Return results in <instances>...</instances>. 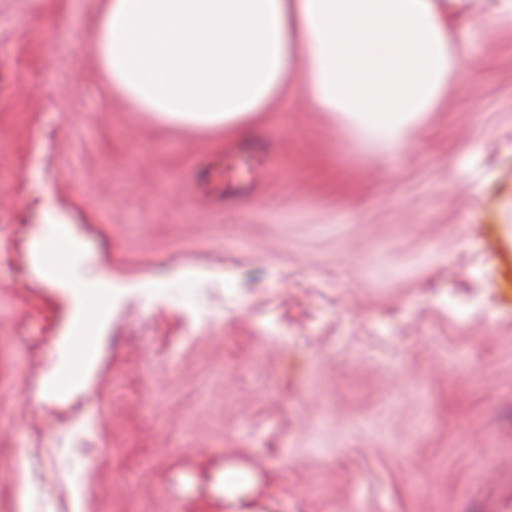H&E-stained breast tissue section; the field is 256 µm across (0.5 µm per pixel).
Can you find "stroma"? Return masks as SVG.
I'll use <instances>...</instances> for the list:
<instances>
[{
	"label": "stroma",
	"mask_w": 512,
	"mask_h": 512,
	"mask_svg": "<svg viewBox=\"0 0 512 512\" xmlns=\"http://www.w3.org/2000/svg\"><path fill=\"white\" fill-rule=\"evenodd\" d=\"M100 5L0 0V512H74L79 475L81 512H512V24L459 20L474 78L391 154L295 94L243 132L132 111ZM44 202L122 286L51 404ZM238 463L261 498L217 490Z\"/></svg>",
	"instance_id": "35a3bbf8"
}]
</instances>
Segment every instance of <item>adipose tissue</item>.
I'll return each mask as SVG.
<instances>
[{"label": "adipose tissue", "instance_id": "adipose-tissue-1", "mask_svg": "<svg viewBox=\"0 0 512 512\" xmlns=\"http://www.w3.org/2000/svg\"><path fill=\"white\" fill-rule=\"evenodd\" d=\"M473 0H103L84 48L133 111L237 128L284 91L338 116L363 148L401 147L456 69L453 20ZM48 279L74 311L41 402L88 386L117 289L48 206L34 232Z\"/></svg>", "mask_w": 512, "mask_h": 512}]
</instances>
